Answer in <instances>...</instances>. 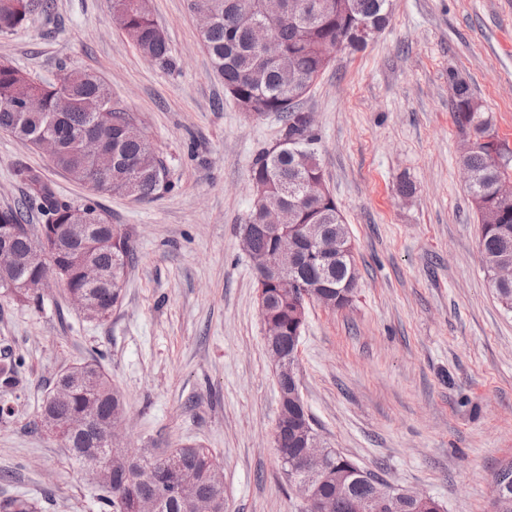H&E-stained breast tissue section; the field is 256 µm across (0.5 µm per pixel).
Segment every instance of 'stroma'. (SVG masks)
I'll list each match as a JSON object with an SVG mask.
<instances>
[{"instance_id":"1","label":"stroma","mask_w":512,"mask_h":512,"mask_svg":"<svg viewBox=\"0 0 512 512\" xmlns=\"http://www.w3.org/2000/svg\"><path fill=\"white\" fill-rule=\"evenodd\" d=\"M53 4L0 35V59L38 82L96 73L139 118L172 188L149 202L98 197L135 245L106 319H86L53 282L37 306L0 296V356L21 362L17 388L0 394L12 408L0 417V490L28 495L39 512H101L97 485L36 427L56 377L94 360L124 396L127 448H210L227 512H302L272 445L278 394L239 238L253 158L279 140V123L247 118L225 93L188 0H152L171 67L112 26L114 0ZM392 4L389 26L338 53L301 101L360 274L350 306L309 305L301 390L321 438L361 468L426 491L446 512H490L494 474L512 459V312L480 260L448 72L512 150V0ZM21 164L64 199L94 196L0 131V209L25 196ZM403 180L410 195L397 191Z\"/></svg>"}]
</instances>
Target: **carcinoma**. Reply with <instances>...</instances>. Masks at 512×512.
Returning <instances> with one entry per match:
<instances>
[{
  "label": "carcinoma",
  "mask_w": 512,
  "mask_h": 512,
  "mask_svg": "<svg viewBox=\"0 0 512 512\" xmlns=\"http://www.w3.org/2000/svg\"><path fill=\"white\" fill-rule=\"evenodd\" d=\"M122 32L140 54L171 65V46L152 16L151 0H122ZM191 9L210 17L208 29L199 33L215 75L224 89L243 105L255 104V112H276L282 121L281 138L285 145L272 154L261 150L253 159L251 179L263 187L264 203L290 209L288 234L298 243L292 265L288 266L291 287L270 284L264 288L268 314L283 331L286 355L297 358L304 326L299 317L309 300L306 295L319 293L324 306L339 309L349 305L357 284L354 250L325 261L311 248L303 235L308 225L321 224L331 236L350 238L335 199L324 195L304 197L300 188L323 177L317 155L318 134L299 122L303 111L300 99L310 92L323 73V52L346 40L345 48L360 50L353 39L357 26L366 23L384 29L390 21L389 0H190ZM52 0H0V34H10L22 27L38 11L49 12ZM265 26L280 45L274 61L263 59L252 40L251 25ZM66 71L56 82L37 83L8 60H0V130L20 142L38 147L40 134L49 129L61 143L51 159L53 166L83 182L82 163L76 153L78 138L90 131H100L112 140V154L96 163L92 190L100 195L123 193L133 182L132 196L138 201H152L160 192L171 189L166 167L144 128L132 113L112 102L109 89L101 78L88 71L71 79ZM449 106L454 124L461 133H474L472 150L462 151L460 163L471 173L466 182L472 208L480 222L479 249L490 279L495 267L512 260V199L499 194V184L512 176V153L499 143L492 117L482 110L465 80L448 72ZM16 175L26 182L28 200L15 207L0 209V224L27 223L28 208L37 209L44 223L58 239L49 252L47 264L57 263L67 269L63 284L66 292H89L97 296L100 318H106L122 299L126 269L134 255V245L118 224H92L79 241L68 238L65 225L103 212L99 202L88 198L80 203L65 200L26 166ZM40 238L29 233L15 236L9 245L20 259ZM90 258L104 269L112 270V287L91 288L83 280L81 261ZM21 362H0V391L8 393L18 385ZM72 369L95 373V383L72 385L70 398L55 402L45 400L40 427L63 425L75 417H85L89 425L71 431L60 439L73 459L86 464L87 450L97 445L99 428L114 410H124L122 395L112 380L95 362H85ZM288 431L277 436L274 445L283 469L295 460L306 434L303 419L310 418L304 404L286 399ZM369 481L358 478L354 462L328 449L320 473L313 481L316 499L328 505L329 512H354V500L366 496L372 488L388 486L371 471ZM501 489L500 501L492 512H512V462L501 465L494 475ZM103 491V512H142L149 500L159 503V512H195L194 499L210 501L213 512H226L224 468L208 448L184 445L161 454H127L109 463ZM0 512H38V503L21 494L0 497Z\"/></svg>",
  "instance_id": "obj_1"
}]
</instances>
